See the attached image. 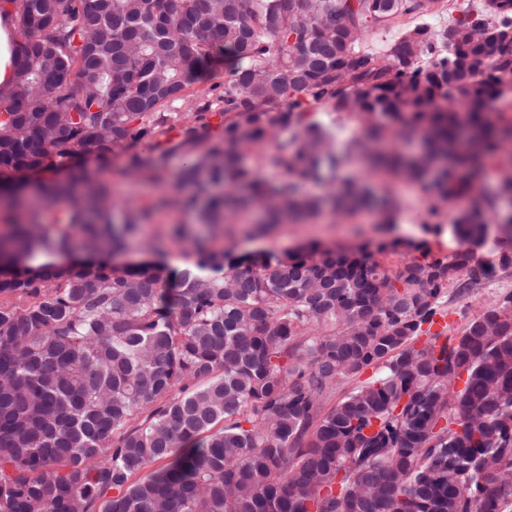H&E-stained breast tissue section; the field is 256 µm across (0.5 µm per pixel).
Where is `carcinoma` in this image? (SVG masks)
I'll list each match as a JSON object with an SVG mask.
<instances>
[{
	"mask_svg": "<svg viewBox=\"0 0 512 512\" xmlns=\"http://www.w3.org/2000/svg\"><path fill=\"white\" fill-rule=\"evenodd\" d=\"M6 4L20 55L0 86L4 217L32 175L69 180L35 184L41 205L0 237V512H512V292L431 335L449 284L512 268V168L493 195L478 178L512 145V0ZM385 29L399 36L372 48ZM226 62L222 94L162 111ZM345 119L360 130L342 138ZM414 131L416 155L384 148ZM116 147L156 183L179 155L181 181L223 185L217 228L261 206L258 236L322 211L308 184L336 216L368 207L392 228L404 178L461 247L423 241L388 268L376 255L400 239L240 257L175 229L195 262L168 288L116 261L151 219L108 218L88 163ZM354 158L386 188L348 179ZM78 238L107 258L62 262Z\"/></svg>",
	"mask_w": 512,
	"mask_h": 512,
	"instance_id": "carcinoma-1",
	"label": "carcinoma"
}]
</instances>
